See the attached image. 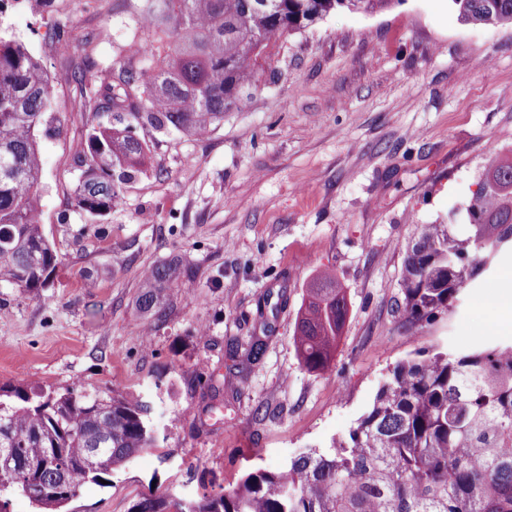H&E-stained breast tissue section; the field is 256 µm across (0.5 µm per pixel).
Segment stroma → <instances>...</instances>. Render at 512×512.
Instances as JSON below:
<instances>
[{
    "label": "stroma",
    "mask_w": 512,
    "mask_h": 512,
    "mask_svg": "<svg viewBox=\"0 0 512 512\" xmlns=\"http://www.w3.org/2000/svg\"><path fill=\"white\" fill-rule=\"evenodd\" d=\"M143 0H8L0 33L55 79L36 132L41 219L59 264L32 293L0 282V386L25 383L149 407L157 447L86 484L63 512H129L169 492L195 498L305 447L345 436L390 370L477 345L476 294L407 333L395 307L421 225L462 212L484 166L512 148V30L458 21L448 0L348 11L271 47L248 105L201 136L148 135L150 160L101 217L75 209V152L92 122L74 68L124 55ZM74 47L61 53L56 29ZM173 264L162 315L140 310L144 268ZM335 271L349 313L324 372L293 343L304 290ZM266 348L236 387L224 377L253 337Z\"/></svg>",
    "instance_id": "stroma-1"
}]
</instances>
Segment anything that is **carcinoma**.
Instances as JSON below:
<instances>
[{"label":"carcinoma","instance_id":"obj_1","mask_svg":"<svg viewBox=\"0 0 512 512\" xmlns=\"http://www.w3.org/2000/svg\"><path fill=\"white\" fill-rule=\"evenodd\" d=\"M147 0L143 50L75 77L93 123L77 152L73 205L102 216L147 161L141 133L203 134L247 103L259 59L275 42L341 11L373 14L402 0ZM465 24L512 28V0H448ZM54 87L24 42L0 36V281L37 291L58 255L40 220L36 128L54 110ZM465 207L468 234L424 224L408 246L397 325L414 331L477 287L512 250V148L479 174ZM167 266L143 271L144 308L164 310ZM330 269L305 289L294 331L300 365L327 370L347 318ZM148 406L32 385L0 387V512L20 494L59 508L100 474L152 448ZM99 459L87 462L91 449ZM130 512H512V340H485L396 364L348 434L309 447L280 470L251 471L232 488L185 499L168 492Z\"/></svg>","mask_w":512,"mask_h":512}]
</instances>
